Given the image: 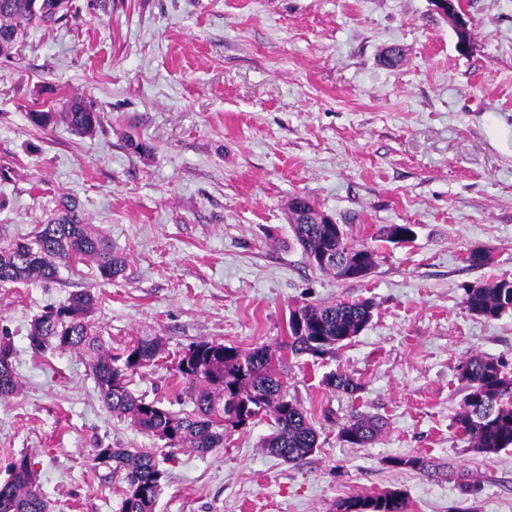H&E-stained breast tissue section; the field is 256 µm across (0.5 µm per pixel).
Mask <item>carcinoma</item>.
<instances>
[{
	"label": "carcinoma",
	"mask_w": 512,
	"mask_h": 512,
	"mask_svg": "<svg viewBox=\"0 0 512 512\" xmlns=\"http://www.w3.org/2000/svg\"><path fill=\"white\" fill-rule=\"evenodd\" d=\"M76 0H0V58L12 55L15 44L33 24H58L76 14ZM63 120L76 134H91L99 125L98 113L80 96L70 101ZM293 210L291 225L295 239L307 260L321 254L339 257L336 263L317 265L333 271L340 279L347 270L359 267L370 275L375 252L350 242L344 228L318 224L319 211L304 196ZM91 261L99 277L107 282L122 275L125 258L112 252V244L84 223L76 201L62 204L58 213L31 240L0 245V285L56 280L62 265ZM96 297L89 290L69 294L62 302L46 307L28 331L32 348L70 350L87 354L100 397L112 415L127 419L143 433L164 442L165 456L184 449L208 454L224 448V438L264 417L274 431L262 448L285 462L297 464L317 448L318 432L297 402L288 397L277 351L268 345L243 350L231 344L199 341L175 356L172 368L184 383L194 409L173 411L158 400L135 395L132 378L154 365L165 354L159 336H140L121 348H107L92 330L88 316ZM465 303L474 314L495 320L512 311V281L483 282L465 289ZM374 304L368 300L305 304L290 312L286 349L294 356L321 358L335 353L357 337L371 322ZM9 334L0 332V397L18 392ZM466 393L456 424L474 451L493 455L512 447V373L491 357L475 354L459 367ZM325 383L332 389L354 395L361 384L343 373H331ZM382 418L353 414L338 427L340 441L353 447L373 444L384 431ZM156 448L98 447L93 450L94 467L108 469L107 476H119V512H156L167 472L160 467ZM393 467H405L425 475L451 469L447 462L431 458L397 456L388 459ZM0 512H46L34 464L26 455L8 466V478L0 481ZM335 512H407L405 494L397 490L357 493L336 502Z\"/></svg>",
	"instance_id": "carcinoma-1"
}]
</instances>
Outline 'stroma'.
I'll return each mask as SVG.
<instances>
[{"instance_id":"obj_1","label":"stroma","mask_w":512,"mask_h":512,"mask_svg":"<svg viewBox=\"0 0 512 512\" xmlns=\"http://www.w3.org/2000/svg\"><path fill=\"white\" fill-rule=\"evenodd\" d=\"M67 24L31 26L0 59V245L31 237L63 198L127 259L102 281L88 264L55 282L0 286L19 392L0 398V471L27 454L46 512H116L94 448H156L104 407L88 357L34 352L43 308L96 297L105 345L162 337L168 352L201 340L279 348L290 309L372 300L371 323L335 354L284 358L288 394L318 431L300 464L270 456L260 420L223 450H184L164 466L157 512H333L356 493L403 491L408 512H452L476 488L479 512H512V447L471 449L459 431L474 354L512 368V312L471 313L465 289L512 280V0H464L469 33L432 0H106ZM398 46L404 58L385 66ZM84 97L93 134L34 126L33 108ZM376 253L366 278L309 265L288 222L293 196ZM408 224L411 243L380 240ZM490 265H470L472 249ZM344 373L348 396L324 383ZM135 394L166 403L184 390L171 363L135 375ZM355 413L382 417L370 446L340 442ZM425 455L454 476L389 467Z\"/></svg>"}]
</instances>
